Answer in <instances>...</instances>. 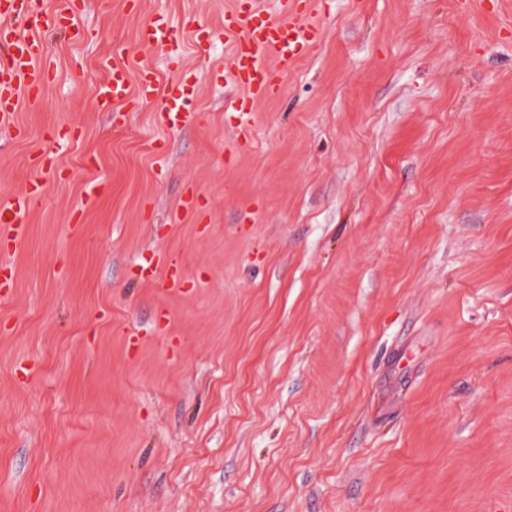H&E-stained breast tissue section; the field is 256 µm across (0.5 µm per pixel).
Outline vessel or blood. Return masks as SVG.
<instances>
[{"label": "vessel or blood", "mask_w": 512, "mask_h": 512, "mask_svg": "<svg viewBox=\"0 0 512 512\" xmlns=\"http://www.w3.org/2000/svg\"><path fill=\"white\" fill-rule=\"evenodd\" d=\"M278 11L262 7L260 0H238L224 16L223 32L209 28L196 31L198 46L209 47L219 35L233 39L232 60L225 81L241 89L237 112L250 114L260 100L281 90L280 76L311 52L322 35L321 25L306 0H279ZM79 30L70 0H0V133L10 138L25 134L15 121L22 103L35 100L53 74L45 35ZM154 46L176 44L179 31L166 16L152 19L144 31ZM105 74L99 103L103 110L115 109L128 98L147 102L158 93L156 71L146 64L130 62L122 50L101 60ZM197 82L180 80L161 109L166 127L185 125L195 114ZM42 178L30 180L24 190L0 201V239L20 247L27 235L26 216L43 197Z\"/></svg>", "instance_id": "obj_1"}]
</instances>
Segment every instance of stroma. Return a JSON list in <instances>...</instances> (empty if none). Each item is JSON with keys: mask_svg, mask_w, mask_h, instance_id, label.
Listing matches in <instances>:
<instances>
[{"mask_svg": "<svg viewBox=\"0 0 512 512\" xmlns=\"http://www.w3.org/2000/svg\"><path fill=\"white\" fill-rule=\"evenodd\" d=\"M234 6L85 0L47 37L0 146V201L59 168L0 297V512H512V0H314L246 139L231 38L140 39ZM115 47L157 98L101 110ZM178 38V28L164 15L153 18L144 31V39L153 46L174 45ZM198 79L180 80L175 90L165 99L162 113L163 124L167 128L185 125L195 114L196 86Z\"/></svg>", "mask_w": 512, "mask_h": 512, "instance_id": "1", "label": "stroma"}]
</instances>
